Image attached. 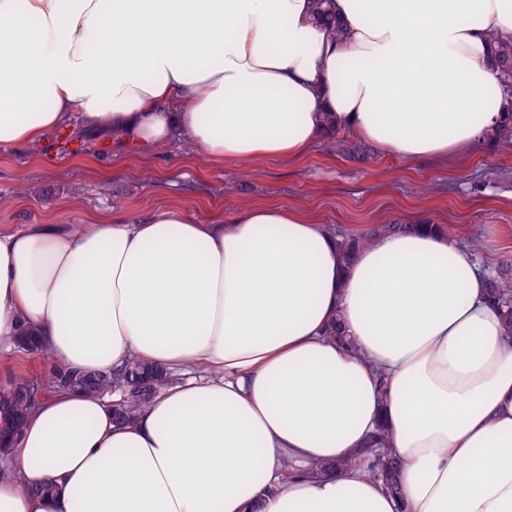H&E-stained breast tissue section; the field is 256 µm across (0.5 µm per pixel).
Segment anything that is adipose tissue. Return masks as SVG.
I'll return each instance as SVG.
<instances>
[{"instance_id":"ef3b65f1","label":"adipose tissue","mask_w":512,"mask_h":512,"mask_svg":"<svg viewBox=\"0 0 512 512\" xmlns=\"http://www.w3.org/2000/svg\"><path fill=\"white\" fill-rule=\"evenodd\" d=\"M330 8L341 35L313 0H0V149L76 116L217 166L338 132L421 161L498 125L512 0ZM337 240L267 205L0 233V351L29 330L72 370L188 376L124 425L102 397L42 399L0 512H512V336L468 235L418 223L347 264ZM381 427L398 492L363 465L308 475Z\"/></svg>"}]
</instances>
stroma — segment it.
I'll return each mask as SVG.
<instances>
[{
	"label": "stroma",
	"mask_w": 512,
	"mask_h": 512,
	"mask_svg": "<svg viewBox=\"0 0 512 512\" xmlns=\"http://www.w3.org/2000/svg\"><path fill=\"white\" fill-rule=\"evenodd\" d=\"M252 204L299 207L339 232L424 217L475 231L496 264L512 259V146L482 141L448 162L379 149L365 164L328 138L296 160L215 166L180 135L145 151L74 119L36 145L0 151L1 232L169 206L229 217Z\"/></svg>",
	"instance_id": "35a3bbf8"
}]
</instances>
